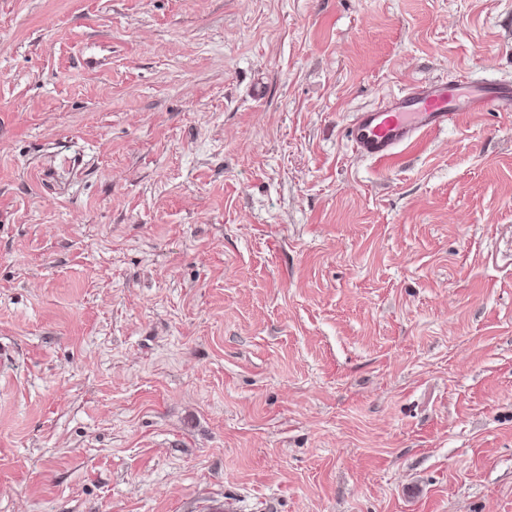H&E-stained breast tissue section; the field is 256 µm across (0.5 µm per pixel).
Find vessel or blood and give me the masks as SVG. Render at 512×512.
Returning a JSON list of instances; mask_svg holds the SVG:
<instances>
[{
    "label": "vessel or blood",
    "instance_id": "1",
    "mask_svg": "<svg viewBox=\"0 0 512 512\" xmlns=\"http://www.w3.org/2000/svg\"><path fill=\"white\" fill-rule=\"evenodd\" d=\"M491 110L512 112V86L492 80L420 82L356 113L348 137L355 152L383 161L423 134L447 128L458 113Z\"/></svg>",
    "mask_w": 512,
    "mask_h": 512
}]
</instances>
